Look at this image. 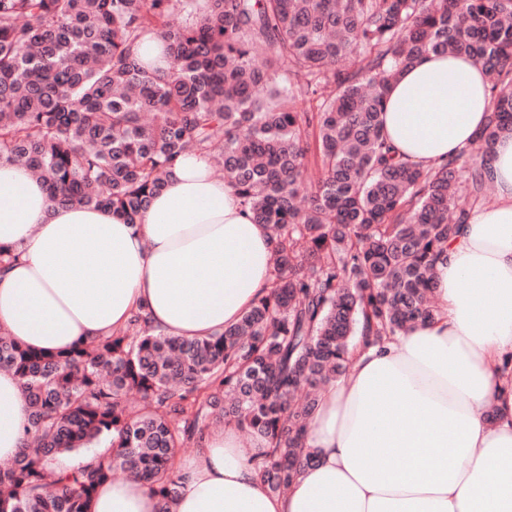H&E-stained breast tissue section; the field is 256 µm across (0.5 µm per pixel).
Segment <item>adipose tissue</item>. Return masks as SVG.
<instances>
[{
	"label": "adipose tissue",
	"mask_w": 512,
	"mask_h": 512,
	"mask_svg": "<svg viewBox=\"0 0 512 512\" xmlns=\"http://www.w3.org/2000/svg\"><path fill=\"white\" fill-rule=\"evenodd\" d=\"M487 74L467 56L431 55L388 87L383 126L402 159L425 168L470 147L485 122ZM482 162L492 204L475 207L437 263L435 319L357 351L309 422L314 460L287 493L267 492L253 459L264 443L236 428L180 467L162 505L140 482H103L92 512H512V133ZM0 330L51 353L123 328L144 309L182 338L222 333L270 287L274 243L200 153L179 157L136 224L58 207L29 171L0 163ZM29 404L0 370V459L23 448Z\"/></svg>",
	"instance_id": "1"
}]
</instances>
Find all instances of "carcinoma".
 Here are the masks:
<instances>
[{"label":"carcinoma","mask_w":512,"mask_h":512,"mask_svg":"<svg viewBox=\"0 0 512 512\" xmlns=\"http://www.w3.org/2000/svg\"><path fill=\"white\" fill-rule=\"evenodd\" d=\"M147 34L168 68L136 55ZM429 54L473 58L490 95L476 146L425 169L395 156L382 114L389 82ZM505 131L512 0H0V160L56 206L135 224L199 151L275 241L271 290L214 336H167L142 310L55 354L0 331V369L30 408L0 512H91L116 473L166 505L177 450L218 423L264 440L257 479L287 492L311 461L316 390L346 375L356 336L377 344L437 314L434 265L487 204L479 156ZM94 443L92 463L60 469Z\"/></svg>","instance_id":"carcinoma-1"}]
</instances>
